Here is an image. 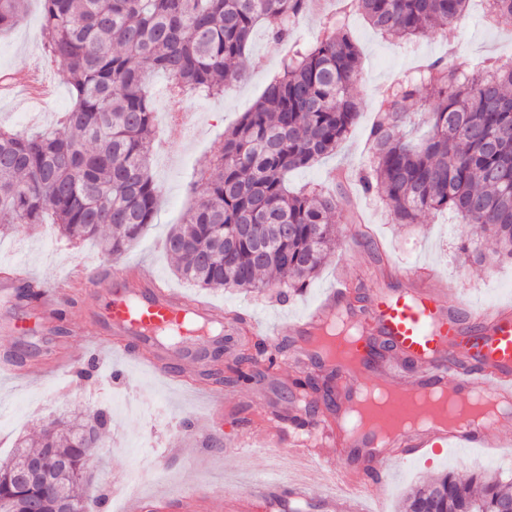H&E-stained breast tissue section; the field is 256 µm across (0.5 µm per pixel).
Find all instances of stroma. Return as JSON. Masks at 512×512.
I'll use <instances>...</instances> for the list:
<instances>
[{"instance_id": "1", "label": "stroma", "mask_w": 512, "mask_h": 512, "mask_svg": "<svg viewBox=\"0 0 512 512\" xmlns=\"http://www.w3.org/2000/svg\"><path fill=\"white\" fill-rule=\"evenodd\" d=\"M347 26L361 57L360 79L352 90L361 115L335 154L289 173L290 189L328 186L335 173L351 175L368 164L372 108L378 92L403 74L415 72L419 65L440 59L449 71L469 72L490 59L497 66L512 68V31L485 21L482 0H473L466 26L448 28L446 34L432 38L395 40L374 30L358 14L349 16ZM42 54L40 4L28 0L21 24L0 36V75L25 76ZM283 54V48L267 41L264 31H256L243 80L229 86L224 95L198 94L183 101L180 110L186 118L185 128L162 131L163 146L152 158L151 172L161 189L157 220L123 256H108L92 241L71 243L51 224L34 228L22 224L0 238V265L24 263L35 280L53 283L66 279L76 263L92 273L116 264L140 263L152 268L174 291L207 298L222 310L238 311L283 332L333 285L340 269L368 291L378 284L400 287V267L418 262L448 284L449 298L481 308L512 300L511 262L491 258L476 264L461 253V244L470 237L468 225L436 211L423 214L414 224H395L388 219L384 202L371 195L357 199L361 221L337 215L334 253L318 276L294 296L281 297L274 288L262 293L204 291L176 277L174 262L164 249L165 238L182 223L190 189L208 167L225 131L251 110L279 71ZM47 74L52 91L36 110L26 98L0 89V126L25 135L55 125L59 113L66 111L73 99L63 69L53 66ZM370 237L377 240L379 250L367 246ZM89 303L88 297L74 293L69 309L72 332L65 336L0 332V361L16 365L14 371L0 372V463L10 460L16 439L37 436L51 420H86L97 410H107L112 423L90 451L84 504L86 512H122L129 493L143 498L161 491L172 494L189 479L220 488L227 496L250 493L266 456L276 452L290 455V439L274 448L267 446L265 426L243 423L241 410L254 397L268 392L285 401L296 376L294 369L283 365L277 374L255 377L250 384L233 389L221 411L215 413L204 391L200 366H185L186 384L176 389L161 370L141 358L134 344L116 350L110 337L90 341L74 334V327L84 321L82 309ZM49 359L64 360V369L56 378L34 381V374ZM90 359L96 362L93 376L80 379L75 370ZM192 432L201 436L215 433L217 441L170 457L165 470L156 471L155 460L167 445ZM346 463L344 450L336 447L324 449L322 457L306 462V469L318 477L308 490L309 512H336L329 485ZM490 470L512 473V456L447 452L400 464L391 473L379 507L381 512H402L407 494L423 482L448 472L466 477Z\"/></svg>"}]
</instances>
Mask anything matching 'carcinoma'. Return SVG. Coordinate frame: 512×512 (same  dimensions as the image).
Returning <instances> with one entry per match:
<instances>
[{
    "label": "carcinoma",
    "instance_id": "cac0c4a2",
    "mask_svg": "<svg viewBox=\"0 0 512 512\" xmlns=\"http://www.w3.org/2000/svg\"><path fill=\"white\" fill-rule=\"evenodd\" d=\"M315 0H42L43 50L67 73L74 104L61 127L21 136L0 127V236L45 216L71 241L93 239L110 256L127 251L151 224L160 193L150 174L154 105L147 81L168 75L172 88L224 94L241 80L254 29L286 43ZM470 0H343L377 30L398 39L434 37L465 23ZM494 25L512 29V0H486ZM24 0H0V34L17 27ZM360 52L340 16L327 14L313 44L288 50L279 75L224 134L201 198L167 236L176 272L198 288H305L336 241L332 217L351 212V196L288 189L287 175L336 153L358 122L350 95ZM435 103L427 129L413 132L421 88ZM369 170L357 190L379 195L396 224L448 210L471 224L499 260H512V70L488 67L456 76L434 61L392 83L374 105ZM257 359L240 354L219 381L242 385ZM303 427L332 409L331 387L306 373L293 382ZM110 421L43 425L37 448L17 443L54 470L49 484L21 487L0 464V500L12 512H58L82 500L89 450ZM512 503V482L497 472L446 474L413 488L407 512H497Z\"/></svg>",
    "mask_w": 512,
    "mask_h": 512
}]
</instances>
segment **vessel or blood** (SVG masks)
I'll use <instances>...</instances> for the list:
<instances>
[{"mask_svg":"<svg viewBox=\"0 0 512 512\" xmlns=\"http://www.w3.org/2000/svg\"><path fill=\"white\" fill-rule=\"evenodd\" d=\"M412 285L400 289H378L364 311L349 310L344 297L345 273L336 285L308 312L294 320L292 333L308 336L331 318L347 313L359 325L363 342L357 353L367 370L385 383L405 388L438 387L453 396L473 398L491 392L512 399V304L479 310L466 309L448 299L445 285L421 268L411 272ZM84 288L96 294L94 313L98 330L109 332L116 345L136 338L150 364L161 359L174 363H199L201 354L185 347L171 354L170 335L187 324L206 331H223L224 315L211 302L180 295L168 289L148 267L136 265L101 276H84L73 269L64 282L44 286L37 308L56 318L63 288ZM468 358L472 367L457 371L454 363ZM506 445L489 427L406 434L393 448L380 452L360 450L353 466L340 480L347 491L341 498L344 512H368L367 504L379 499V484L389 477L397 460H410L428 452L451 449L468 453L479 449L497 453ZM211 493L194 482L185 483L178 495L166 493L133 498L126 512H148L156 507L172 512H212Z\"/></svg>","mask_w":512,"mask_h":512,"instance_id":"b4317fda","label":"vessel or blood"}]
</instances>
